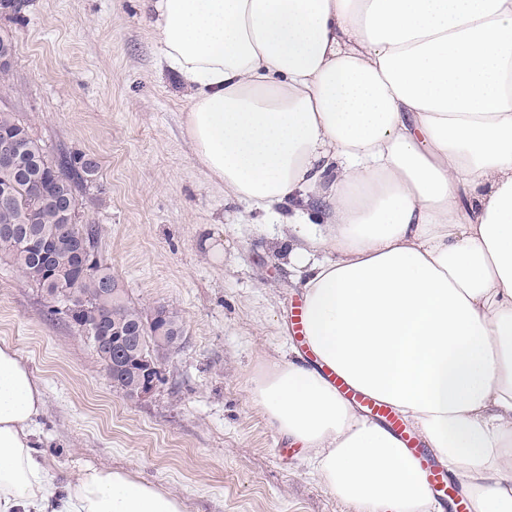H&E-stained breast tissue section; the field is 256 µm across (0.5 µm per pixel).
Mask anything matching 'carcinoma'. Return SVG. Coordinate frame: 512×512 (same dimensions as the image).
<instances>
[{
  "instance_id": "obj_1",
  "label": "carcinoma",
  "mask_w": 512,
  "mask_h": 512,
  "mask_svg": "<svg viewBox=\"0 0 512 512\" xmlns=\"http://www.w3.org/2000/svg\"><path fill=\"white\" fill-rule=\"evenodd\" d=\"M15 130L20 140L21 162L9 170L0 169V185L13 186L14 198L9 207L0 206V259L16 268L37 288L50 304V313L76 329L93 348L106 375L108 362L119 360L126 365V378L142 372L141 363L148 346L135 332L140 309L134 305L115 308L105 285L115 281L111 268L98 250L102 235L100 225L85 220L79 224H62L59 207L52 196L38 198L30 187L50 172L73 202L88 188L89 178L99 175V165L86 169L84 154L62 150L53 157L34 153L23 142L29 127L13 112H0V129ZM49 242L53 256L52 273L42 269L40 251L24 249L19 239ZM124 331V342L112 345V337L99 336L93 329L101 325L112 332V321Z\"/></svg>"
}]
</instances>
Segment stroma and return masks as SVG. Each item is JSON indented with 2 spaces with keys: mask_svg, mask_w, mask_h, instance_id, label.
I'll list each match as a JSON object with an SVG mask.
<instances>
[{
  "mask_svg": "<svg viewBox=\"0 0 512 512\" xmlns=\"http://www.w3.org/2000/svg\"><path fill=\"white\" fill-rule=\"evenodd\" d=\"M15 55L0 102L48 155L100 163L99 250L142 310L177 311L185 342L154 395L115 392L92 348L42 294L0 261V343L44 391L34 443L60 481L123 470L181 499L183 512H355L248 398L267 361L293 351L302 290L275 242L286 229L247 202H225L184 133L189 102L142 18L141 0H30L0 19Z\"/></svg>",
  "mask_w": 512,
  "mask_h": 512,
  "instance_id": "obj_1",
  "label": "stroma"
}]
</instances>
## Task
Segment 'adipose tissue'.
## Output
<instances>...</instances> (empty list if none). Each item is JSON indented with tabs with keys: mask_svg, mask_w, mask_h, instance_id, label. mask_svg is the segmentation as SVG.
<instances>
[{
	"mask_svg": "<svg viewBox=\"0 0 512 512\" xmlns=\"http://www.w3.org/2000/svg\"><path fill=\"white\" fill-rule=\"evenodd\" d=\"M226 201L287 205L277 249L314 360L249 391L357 512H436L403 443L327 371L402 414L463 485L512 512V0H144ZM44 392L0 345V512H182L124 471L59 487Z\"/></svg>",
	"mask_w": 512,
	"mask_h": 512,
	"instance_id": "ef3b65f1",
	"label": "adipose tissue"
}]
</instances>
